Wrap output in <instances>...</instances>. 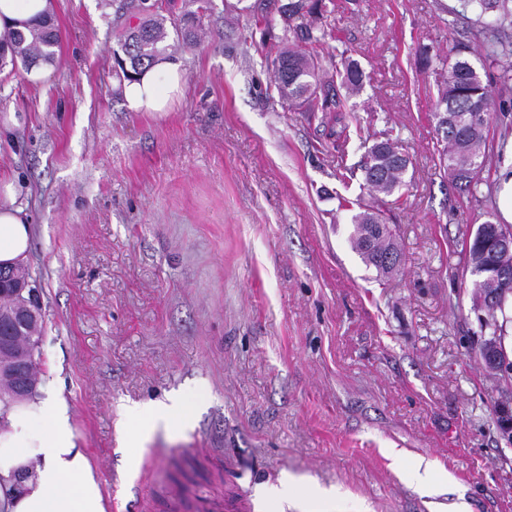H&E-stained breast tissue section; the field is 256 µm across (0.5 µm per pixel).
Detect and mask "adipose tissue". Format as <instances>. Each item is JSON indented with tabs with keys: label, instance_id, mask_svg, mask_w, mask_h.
I'll return each mask as SVG.
<instances>
[{
	"label": "adipose tissue",
	"instance_id": "obj_1",
	"mask_svg": "<svg viewBox=\"0 0 512 512\" xmlns=\"http://www.w3.org/2000/svg\"><path fill=\"white\" fill-rule=\"evenodd\" d=\"M54 0H0V47L16 31L50 17ZM185 81L179 63L161 56L121 91L129 110L167 111ZM15 182L0 177V266L25 261L31 219ZM0 512H105L98 477L77 447L68 402L46 381L38 396L0 406Z\"/></svg>",
	"mask_w": 512,
	"mask_h": 512
}]
</instances>
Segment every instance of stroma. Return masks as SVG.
Wrapping results in <instances>:
<instances>
[{
  "instance_id": "obj_1",
  "label": "stroma",
  "mask_w": 512,
  "mask_h": 512,
  "mask_svg": "<svg viewBox=\"0 0 512 512\" xmlns=\"http://www.w3.org/2000/svg\"><path fill=\"white\" fill-rule=\"evenodd\" d=\"M322 66L363 72L346 121L269 100L256 48L281 33L276 0H206L204 30L175 53L185 85L165 116L129 111L114 53L141 0H56V61L38 81L0 69V174L24 188L41 287V371L58 379L107 512H512V386L485 368L462 251L498 214L512 111L490 126L483 183L437 164L431 114L455 41L483 81L486 55L460 0H336ZM430 63H422V52ZM348 127L349 139L339 138ZM389 139L411 164L384 208L397 275L377 279L348 242L340 181ZM182 398L129 456L126 411ZM431 465L432 486L413 478Z\"/></svg>"
}]
</instances>
